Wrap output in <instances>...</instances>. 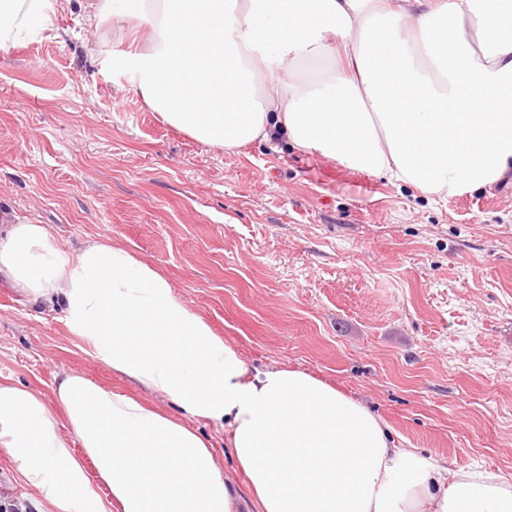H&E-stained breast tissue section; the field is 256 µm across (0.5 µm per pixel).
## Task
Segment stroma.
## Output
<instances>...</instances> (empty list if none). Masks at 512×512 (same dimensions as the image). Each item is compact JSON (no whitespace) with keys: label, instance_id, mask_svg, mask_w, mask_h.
<instances>
[{"label":"stroma","instance_id":"obj_1","mask_svg":"<svg viewBox=\"0 0 512 512\" xmlns=\"http://www.w3.org/2000/svg\"><path fill=\"white\" fill-rule=\"evenodd\" d=\"M111 49L76 4L0 49V233L125 247L249 366L306 371L420 453L512 480V172L443 201L285 140L210 147L104 66ZM63 371L139 392L0 278V381L49 400ZM189 425L244 487L223 428Z\"/></svg>","mask_w":512,"mask_h":512}]
</instances>
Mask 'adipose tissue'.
<instances>
[{
    "instance_id": "adipose-tissue-1",
    "label": "adipose tissue",
    "mask_w": 512,
    "mask_h": 512,
    "mask_svg": "<svg viewBox=\"0 0 512 512\" xmlns=\"http://www.w3.org/2000/svg\"><path fill=\"white\" fill-rule=\"evenodd\" d=\"M62 0H0V48ZM139 22L109 53L144 104L227 151L296 147L442 200L512 169V0H90ZM0 275L58 307L87 354L182 418L83 374L53 401L0 382V448L36 512H235L231 477L186 417L224 426L255 512H512V481L405 447L363 401L293 367L255 369L122 247L62 251L43 224L0 236ZM69 427L79 442L61 434ZM107 496H100L99 487Z\"/></svg>"
}]
</instances>
